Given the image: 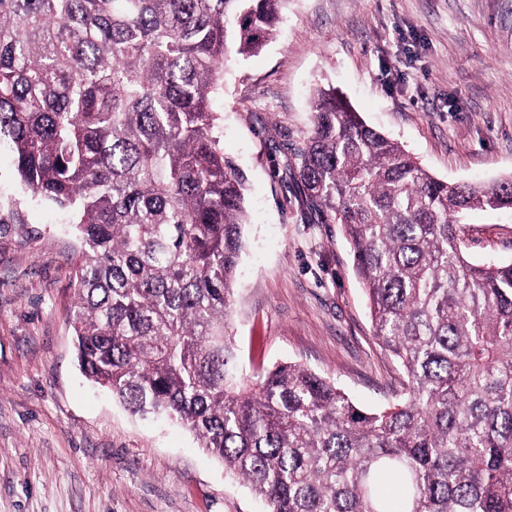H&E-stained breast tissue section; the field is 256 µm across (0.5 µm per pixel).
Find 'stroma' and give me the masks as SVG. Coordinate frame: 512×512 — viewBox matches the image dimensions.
<instances>
[{
	"instance_id": "35a3bbf8",
	"label": "stroma",
	"mask_w": 512,
	"mask_h": 512,
	"mask_svg": "<svg viewBox=\"0 0 512 512\" xmlns=\"http://www.w3.org/2000/svg\"><path fill=\"white\" fill-rule=\"evenodd\" d=\"M328 84L437 178L512 177V0H285L276 39L224 63L213 107L248 187L226 318L239 366L297 362L376 408L402 372L373 334L352 248L282 178ZM0 202L27 228L0 232V512H262L190 431L84 378L69 325L80 242L64 211L28 198L4 146ZM462 229L471 261H512V215L468 214Z\"/></svg>"
}]
</instances>
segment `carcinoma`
<instances>
[{"instance_id": "1", "label": "carcinoma", "mask_w": 512, "mask_h": 512, "mask_svg": "<svg viewBox=\"0 0 512 512\" xmlns=\"http://www.w3.org/2000/svg\"><path fill=\"white\" fill-rule=\"evenodd\" d=\"M282 0H0V143L79 232L80 370L192 431L267 512H512V263H473L460 218L512 178L434 177L319 87L284 179L341 225L400 397L365 410L308 367L238 376L232 302L246 176L212 101ZM22 223L0 205V231Z\"/></svg>"}]
</instances>
